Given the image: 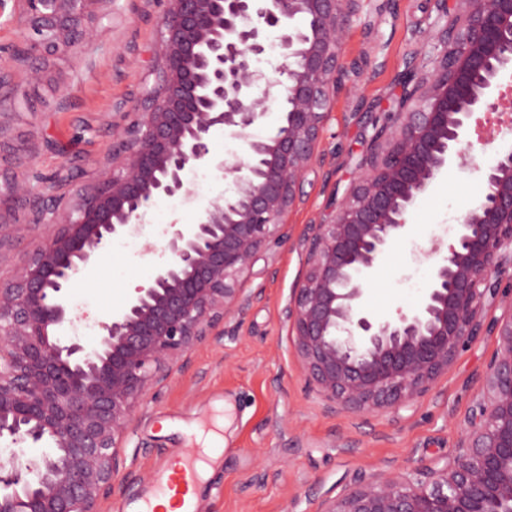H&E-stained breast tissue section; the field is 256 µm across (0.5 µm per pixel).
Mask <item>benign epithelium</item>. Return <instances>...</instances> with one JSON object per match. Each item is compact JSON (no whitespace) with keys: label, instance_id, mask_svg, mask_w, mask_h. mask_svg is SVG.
Listing matches in <instances>:
<instances>
[{"label":"benign epithelium","instance_id":"benign-epithelium-1","mask_svg":"<svg viewBox=\"0 0 512 512\" xmlns=\"http://www.w3.org/2000/svg\"><path fill=\"white\" fill-rule=\"evenodd\" d=\"M107 0H22L18 57H74ZM363 0H166L156 51L158 81L97 163L93 191L58 221L55 182L23 180L0 205L23 200L50 224L31 257L0 279V512H99L117 487L122 443L148 391L196 346L219 336L260 291L243 287L262 253L297 246L304 270L288 301L293 346L316 389L352 412L413 405L484 330L496 355L452 457L403 477L381 473L321 504L319 512H512V315L484 327L487 300L512 270V149L497 154L486 191L457 218L421 304L374 320L361 303L369 277L397 243L408 215L448 165L495 140L512 97V0H436L444 21L434 54L408 69L426 85L405 91L372 138V152L332 219L293 238L286 216L303 181L336 85H358L341 38ZM305 25L294 24L296 18ZM280 32L284 62L258 66L266 34ZM275 102L283 122L266 137L248 130ZM222 130L245 157L211 155ZM232 178L195 224L165 231V261L117 312L97 322V344L74 330L68 290L115 238L143 230L162 196H195L186 170Z\"/></svg>","mask_w":512,"mask_h":512}]
</instances>
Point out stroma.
<instances>
[{
  "mask_svg": "<svg viewBox=\"0 0 512 512\" xmlns=\"http://www.w3.org/2000/svg\"><path fill=\"white\" fill-rule=\"evenodd\" d=\"M163 8L162 0H107L93 41L77 59L48 58L37 77L31 64L11 65L0 85V180L23 174L36 186L60 177L56 193L70 205L94 187L95 162L107 157L126 112L155 84ZM439 23L434 0H364L342 43L362 81L337 86L331 98L322 159L305 176L303 204L288 216L294 234L328 221L344 199L370 154L371 137L394 109L408 55ZM510 146L512 133L438 176L413 207L402 240L372 273L362 300L368 317L420 303L433 265L422 249L480 200L485 168L497 149ZM193 188L194 202L173 207L157 200L138 239L113 240L104 269L79 275L69 290L78 316L94 323L119 310L161 261L145 251L146 242L158 241L168 225L197 223L206 199L226 184L211 171ZM302 267L298 248L265 252L247 282L261 297L227 321L226 336L198 345L187 366L146 395L124 441L120 488L100 512H128L169 455L191 447L190 429L220 407L229 421L223 460L202 490L201 512H318L323 500L359 480L406 474L453 453L498 349L496 337L483 334L461 350L412 409H332L309 384L285 318Z\"/></svg>",
  "mask_w": 512,
  "mask_h": 512,
  "instance_id": "35a3bbf8",
  "label": "stroma"
}]
</instances>
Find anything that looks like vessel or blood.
<instances>
[{"label": "vessel or blood", "instance_id": "vessel-or-blood-1", "mask_svg": "<svg viewBox=\"0 0 512 512\" xmlns=\"http://www.w3.org/2000/svg\"><path fill=\"white\" fill-rule=\"evenodd\" d=\"M206 460V455L195 448L182 450L168 460L155 473L149 491L138 499L136 512H159L153 502L160 498L170 499L177 512H198L200 468Z\"/></svg>", "mask_w": 512, "mask_h": 512}]
</instances>
